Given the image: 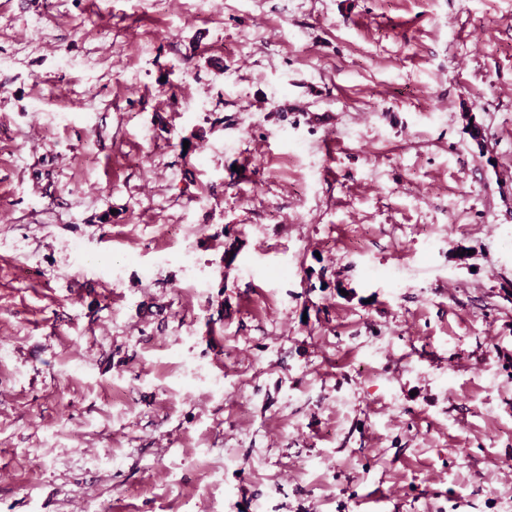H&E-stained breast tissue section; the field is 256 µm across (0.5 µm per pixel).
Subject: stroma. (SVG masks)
I'll use <instances>...</instances> for the list:
<instances>
[{"mask_svg":"<svg viewBox=\"0 0 512 512\" xmlns=\"http://www.w3.org/2000/svg\"><path fill=\"white\" fill-rule=\"evenodd\" d=\"M511 501L512 0H0V512Z\"/></svg>","mask_w":512,"mask_h":512,"instance_id":"35a3bbf8","label":"stroma"}]
</instances>
